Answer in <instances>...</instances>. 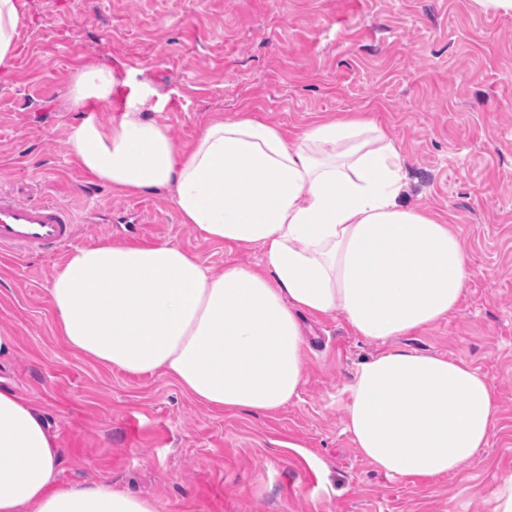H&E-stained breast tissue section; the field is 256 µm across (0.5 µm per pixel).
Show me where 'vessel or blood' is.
<instances>
[{
    "label": "vessel or blood",
    "instance_id": "vessel-or-blood-1",
    "mask_svg": "<svg viewBox=\"0 0 512 512\" xmlns=\"http://www.w3.org/2000/svg\"><path fill=\"white\" fill-rule=\"evenodd\" d=\"M74 218L51 201L32 203L0 190V250L48 252L64 247Z\"/></svg>",
    "mask_w": 512,
    "mask_h": 512
}]
</instances>
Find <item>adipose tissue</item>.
<instances>
[{"label":"adipose tissue","mask_w":512,"mask_h":512,"mask_svg":"<svg viewBox=\"0 0 512 512\" xmlns=\"http://www.w3.org/2000/svg\"><path fill=\"white\" fill-rule=\"evenodd\" d=\"M24 0H0V75L14 66ZM115 79L91 66L74 101H106ZM78 163L132 194L172 191L203 239L258 247L256 268L212 274L168 242L73 249L48 290L69 347L132 377L162 374L209 409L274 412L304 383V318L342 315L353 334L396 347L362 362L347 386L345 430L384 475L434 481L463 472L497 425L488 379L470 364L403 339L453 313L471 277L445 217L403 206L401 156L373 120L310 125L289 145L280 128L216 119L191 150L128 106L73 126ZM0 512H156L106 483L61 484L44 416L0 389Z\"/></svg>","instance_id":"1"}]
</instances>
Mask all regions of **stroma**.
<instances>
[{"label": "stroma", "instance_id": "obj_1", "mask_svg": "<svg viewBox=\"0 0 512 512\" xmlns=\"http://www.w3.org/2000/svg\"><path fill=\"white\" fill-rule=\"evenodd\" d=\"M0 80V189L75 217L68 249L0 254V330L16 338L0 383L56 438L61 483L104 481L157 512H491L512 473V13L477 0H25ZM110 67L112 99L75 104L74 75ZM135 100L190 149L217 117L252 115L288 139L348 114L372 118L404 160L403 205L446 217L472 276L451 316L410 338L486 375L498 422L464 472L408 483L378 472L344 430L345 388L386 343L342 316L312 324L298 399L217 412L170 378L131 377L73 351L48 306L69 248L169 242L203 260L261 264L260 248L204 240L168 190L130 195L77 162L69 134Z\"/></svg>", "mask_w": 512, "mask_h": 512}]
</instances>
